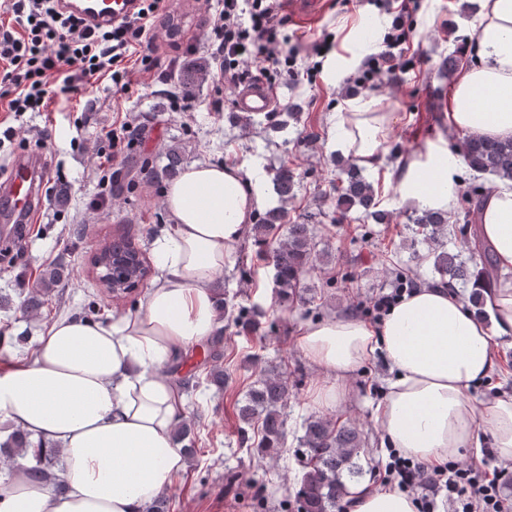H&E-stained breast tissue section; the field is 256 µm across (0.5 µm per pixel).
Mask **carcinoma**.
I'll use <instances>...</instances> for the list:
<instances>
[{
  "label": "carcinoma",
  "mask_w": 512,
  "mask_h": 512,
  "mask_svg": "<svg viewBox=\"0 0 512 512\" xmlns=\"http://www.w3.org/2000/svg\"><path fill=\"white\" fill-rule=\"evenodd\" d=\"M209 76L207 61L199 57L181 66L176 82L181 92L193 95ZM463 150L470 170L512 180V139L500 141L469 136L463 143ZM178 153V149H171V166L159 170L149 165L146 159L140 164L133 163L125 174L112 177L108 192L117 197L140 182L155 183L174 174V166L179 162ZM342 173L344 177L336 186L334 223L346 220L354 207L364 217H371L379 224L385 223L388 214L376 209L374 188L363 176L362 169L348 159L342 165ZM293 187L294 172L284 163L274 177V188L286 201L291 197ZM476 206L477 195L463 197L460 211L464 214V224L458 228L460 233H468V224L472 223ZM282 219L279 211L257 216L252 225V236L257 246L255 257L273 266L281 300L301 303L306 291L304 275L315 268L318 258L314 251L313 229L309 224H290L287 237L276 242L271 235ZM413 223L416 224L415 233L432 245L433 270L439 276V283L452 288L460 281H469L472 272L458 260L459 254L448 252L440 244L441 237L450 233L448 213L423 210L413 218ZM63 278L64 270L60 267L44 270L39 281L42 295H48ZM224 319L239 333L251 334L260 328L252 308L235 304L228 297L224 298ZM287 401L288 379L281 374L262 373L257 386L250 390L247 400L239 407L242 420L259 423L260 437L255 447L271 450L284 447ZM300 444L302 475L299 488L294 493L296 512H336V506L348 494L349 483L363 474L360 460L364 456L365 440L362 434L355 427L338 426L312 416L304 423ZM28 452L35 460L31 472L41 479H48L58 466V456L41 441L32 445L28 436L19 430L11 434L9 442L0 445V460L8 464L15 456Z\"/></svg>",
  "instance_id": "cac0c4a2"
}]
</instances>
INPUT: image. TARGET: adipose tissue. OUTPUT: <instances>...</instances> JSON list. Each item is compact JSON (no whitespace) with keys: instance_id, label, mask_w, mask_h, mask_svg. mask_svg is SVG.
Instances as JSON below:
<instances>
[{"instance_id":"adipose-tissue-1","label":"adipose tissue","mask_w":512,"mask_h":512,"mask_svg":"<svg viewBox=\"0 0 512 512\" xmlns=\"http://www.w3.org/2000/svg\"><path fill=\"white\" fill-rule=\"evenodd\" d=\"M386 26L376 16L346 33L342 43L351 53L329 61L332 76L348 75ZM474 30L477 60L450 87L448 129L512 139V0H480ZM398 120L382 98L349 100L336 114V148L378 173ZM461 164L447 146H428L400 173L397 192L448 210ZM265 199L257 170L189 166L164 193L173 223L153 242L159 275L138 310L106 322L59 318L33 352L0 371V422L55 449L67 486L58 494L14 470L0 512H145L171 486L186 463L173 442L184 399L170 369L221 333L211 284ZM478 222L501 269L488 292L493 324L447 291L422 287L403 296L380 325L336 315L303 324L297 338L302 356L325 378L310 395L322 411L344 402L355 371L382 355L392 376L374 410L381 440L429 466L462 458L486 439L499 461L512 462V395L470 394L495 366L493 337L512 335V180L486 194ZM415 510L412 496L396 489L365 486L353 495V512Z\"/></svg>"}]
</instances>
